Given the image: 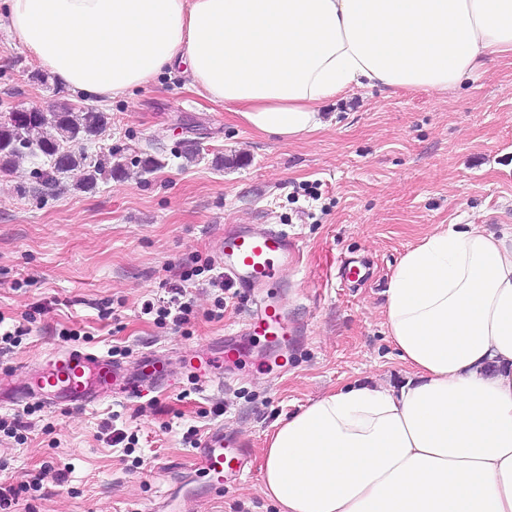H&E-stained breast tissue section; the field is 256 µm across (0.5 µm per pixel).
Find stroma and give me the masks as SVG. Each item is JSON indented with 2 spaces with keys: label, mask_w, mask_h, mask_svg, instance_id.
I'll return each instance as SVG.
<instances>
[{
  "label": "stroma",
  "mask_w": 512,
  "mask_h": 512,
  "mask_svg": "<svg viewBox=\"0 0 512 512\" xmlns=\"http://www.w3.org/2000/svg\"><path fill=\"white\" fill-rule=\"evenodd\" d=\"M40 68L0 25V116L10 108L86 100L40 82ZM175 73L102 105L107 125L84 142L89 161L124 173L73 190L60 176L39 189L43 156L0 170V328L28 332L0 351L12 398L0 420V484L19 487L9 512H165L173 492L204 485L188 436L216 428L251 452L252 473L180 512H277L264 492L262 453L277 425L321 395L372 379L394 387L410 370L386 334V291L399 260L439 227L512 232V54L489 60L462 87L436 91L352 87L322 105L325 125L283 138L254 131L229 105L191 91ZM155 158L142 170L140 158ZM317 186L316 198L306 190ZM228 224H272L297 239L287 272L298 344L276 367L260 344L223 385L198 388L187 353L215 357L251 308L212 287L209 272L180 281L178 267L216 259ZM365 260L367 285L337 276L341 256ZM193 303L188 324L158 325L146 304ZM71 348L121 350L128 373L146 356L160 381L66 411L16 401L29 370Z\"/></svg>",
  "instance_id": "35a3bbf8"
}]
</instances>
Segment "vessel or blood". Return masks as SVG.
Here are the masks:
<instances>
[{"label":"vessel or blood","mask_w":512,"mask_h":512,"mask_svg":"<svg viewBox=\"0 0 512 512\" xmlns=\"http://www.w3.org/2000/svg\"><path fill=\"white\" fill-rule=\"evenodd\" d=\"M299 252L297 240L282 230L235 224L225 230L217 256L225 279L255 299L244 322L246 335L264 337L278 346L283 358L288 355V307L272 291L287 288L279 274L297 263ZM121 374V364L102 352L69 349L54 354L30 375L28 391L47 404L84 410L97 405L102 394L117 383L123 384L128 395L140 393V382L122 381ZM195 460L198 470L209 475V490L214 494L223 492L228 481L252 470L247 449L237 447L220 428L205 438Z\"/></svg>","instance_id":"b4317fda"}]
</instances>
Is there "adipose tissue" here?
Instances as JSON below:
<instances>
[{
	"instance_id": "ef3b65f1",
	"label": "adipose tissue",
	"mask_w": 512,
	"mask_h": 512,
	"mask_svg": "<svg viewBox=\"0 0 512 512\" xmlns=\"http://www.w3.org/2000/svg\"><path fill=\"white\" fill-rule=\"evenodd\" d=\"M63 87L105 103L180 69L255 131L320 129L349 86L445 90L512 52V0H7ZM413 374L311 401L263 451L279 512H512V232L435 230L387 291Z\"/></svg>"
}]
</instances>
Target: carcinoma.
<instances>
[{"label":"carcinoma","instance_id":"cac0c4a2","mask_svg":"<svg viewBox=\"0 0 512 512\" xmlns=\"http://www.w3.org/2000/svg\"><path fill=\"white\" fill-rule=\"evenodd\" d=\"M107 123L103 112L76 108L63 103L49 110L16 114L0 120V169H9L27 156L40 152L49 158L50 171L39 176L40 185L52 189L59 185L58 176L70 174L77 190H91L98 179L112 175L111 162H87L82 151L66 150L97 136Z\"/></svg>","mask_w":512,"mask_h":512}]
</instances>
